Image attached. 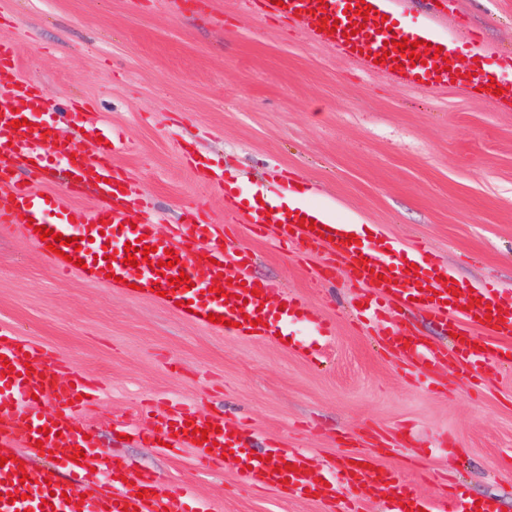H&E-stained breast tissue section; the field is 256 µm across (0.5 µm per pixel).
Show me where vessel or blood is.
<instances>
[{
	"instance_id": "1",
	"label": "vessel or blood",
	"mask_w": 512,
	"mask_h": 512,
	"mask_svg": "<svg viewBox=\"0 0 512 512\" xmlns=\"http://www.w3.org/2000/svg\"><path fill=\"white\" fill-rule=\"evenodd\" d=\"M259 2L266 15L309 25L314 41L335 44L367 68H380L404 83L447 86L458 79L457 62L446 49L445 38L432 26L406 24L398 0ZM404 38L431 44L424 63L413 64L405 55L387 58L388 41ZM438 45L443 48L439 55L434 52ZM51 109L41 86L33 81H15L8 92L0 94V186L9 190L8 203L0 206V228L16 224L20 216L31 217L32 226L23 227L22 233L57 270L73 271L75 260H84L83 274L89 280L102 283L110 273L135 280L142 294L164 292L166 305H179L194 321L206 323L211 314L231 320L229 335L273 340L287 333L289 321L303 309L302 302L289 295L285 307L273 306L265 285L247 274L253 263L250 252L229 253L225 226L197 214L162 237L153 220H132L135 200L121 190L125 177L112 163L115 133L80 124L73 106H64L60 119L75 124L82 140L93 146L89 153L74 151L69 143L58 141L53 124L39 121V114ZM17 119L22 120V127H14ZM63 158L68 159L71 172L67 192L74 195L84 185L94 184L102 205L79 216L34 191V183ZM18 168L25 170L24 178L15 177ZM224 207L233 223L251 225L256 234L274 229L280 243L302 245L320 254L324 264L348 266L353 280L370 291L369 319H380L397 306L417 307L452 331L448 349L426 345L396 329L387 332V348L411 366L418 383L428 382L427 367L451 361L466 366L477 378L490 365L512 366V300L503 298L494 286L469 288L424 252L413 257L395 246L383 254L369 251L354 240L356 225L321 207L284 204L274 212L260 204L256 195L241 198L230 193L224 196ZM310 219L315 222L311 228L306 225ZM42 226L66 238H79V246H67L60 255L53 253L40 239ZM137 240L144 241L150 253L146 261L132 267L123 262L124 247ZM171 254L177 259L174 267L161 275L150 269V262L166 260ZM182 274L189 276L191 287L170 286V279ZM218 281L227 283L226 295L213 292ZM0 356L12 367L0 376V447L12 451L0 467V512H198L190 495L172 494L137 470L127 471L125 479H114L111 488L90 491L93 471L108 470L111 459L109 449L98 447L90 438L89 427L77 422L92 395L91 384L77 374L61 382L53 380L51 373L63 367V360L3 329ZM35 397L54 402L55 410L37 416L28 407ZM202 427L209 430L204 444L196 435ZM153 431L171 446L197 448L212 468L232 462L240 479L282 487L299 498L310 495L332 501L366 486L387 496L386 512H499L492 498L478 503L458 493L447 503L413 497L399 469L373 463L361 454L329 477L327 484H312L304 455L274 444L269 448L270 461L258 460L246 446L244 428L220 414L204 418L180 407L158 420ZM19 440L25 450H15ZM50 454L58 458V465L37 472L32 486L21 485L22 472L32 469L35 456Z\"/></svg>"
}]
</instances>
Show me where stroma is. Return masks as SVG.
Listing matches in <instances>:
<instances>
[{
  "instance_id": "obj_1",
  "label": "stroma",
  "mask_w": 512,
  "mask_h": 512,
  "mask_svg": "<svg viewBox=\"0 0 512 512\" xmlns=\"http://www.w3.org/2000/svg\"><path fill=\"white\" fill-rule=\"evenodd\" d=\"M407 22L450 36L464 68L484 64L512 80V0H434ZM0 41L16 49L14 77L39 82L52 103H83L81 119L124 137L114 157L157 219L158 234L201 211L224 221V194L184 161L208 158L249 194L288 171L307 203L373 225L371 247L421 243L460 281L512 290V103L475 83L415 89L367 71L333 45L308 39L257 0H0ZM64 167L40 194L70 211L98 202L94 186L65 191ZM239 247L271 301L305 303L281 345L229 336L160 300L84 276H61L19 227L0 229V327L45 346L94 381L84 421L112 463L189 491L209 512H329L213 470L190 448L137 439L176 402L222 412L248 429L247 446L278 442L305 452L314 476L362 453L398 467L413 496L494 495L512 512V371L492 366L482 394L467 368L433 366L432 387L413 383L358 321L368 289L344 268L323 277L318 258L235 227ZM336 322L333 336L314 331ZM397 328L445 347L448 331L419 310L395 308Z\"/></svg>"
}]
</instances>
